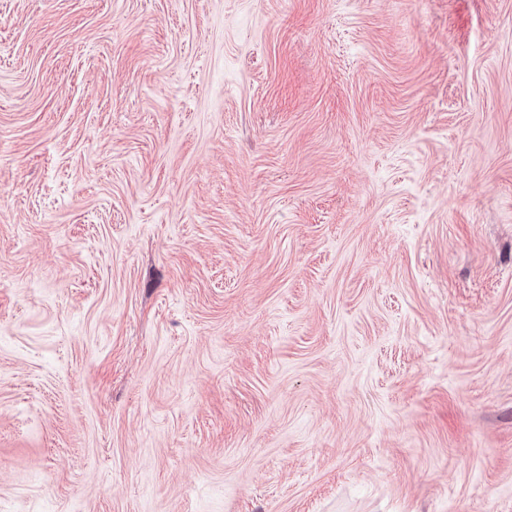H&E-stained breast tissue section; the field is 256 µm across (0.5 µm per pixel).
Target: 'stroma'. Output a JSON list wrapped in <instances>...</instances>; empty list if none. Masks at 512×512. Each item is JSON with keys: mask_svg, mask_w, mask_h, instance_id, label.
I'll return each mask as SVG.
<instances>
[{"mask_svg": "<svg viewBox=\"0 0 512 512\" xmlns=\"http://www.w3.org/2000/svg\"><path fill=\"white\" fill-rule=\"evenodd\" d=\"M0 512H512V0H0Z\"/></svg>", "mask_w": 512, "mask_h": 512, "instance_id": "35a3bbf8", "label": "stroma"}]
</instances>
